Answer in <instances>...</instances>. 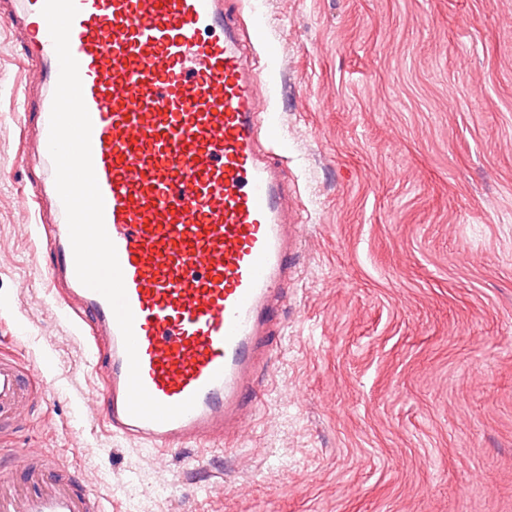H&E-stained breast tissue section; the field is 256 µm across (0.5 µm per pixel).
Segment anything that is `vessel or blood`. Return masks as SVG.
<instances>
[{
    "label": "vessel or blood",
    "instance_id": "b4317fda",
    "mask_svg": "<svg viewBox=\"0 0 512 512\" xmlns=\"http://www.w3.org/2000/svg\"><path fill=\"white\" fill-rule=\"evenodd\" d=\"M44 0H7L0 21L26 32L31 61L57 82ZM70 50L92 121L104 223L123 272L141 380L166 405L196 397L166 422L127 409L129 363L108 301L77 278L67 222L51 241L45 276L86 359L102 375L112 437L151 455L223 446L253 413L271 368L285 290L301 272L288 219L291 186L262 150L265 106L238 20L224 0H75ZM52 97L28 102L41 141ZM94 321L105 346L89 340ZM18 365L0 358V428L30 394ZM0 512H106L69 470L16 450L0 467Z\"/></svg>",
    "mask_w": 512,
    "mask_h": 512
}]
</instances>
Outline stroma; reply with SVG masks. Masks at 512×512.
<instances>
[{"mask_svg": "<svg viewBox=\"0 0 512 512\" xmlns=\"http://www.w3.org/2000/svg\"><path fill=\"white\" fill-rule=\"evenodd\" d=\"M228 7L279 48L252 62L304 243L255 411L223 450L153 458L77 409L99 377L43 276L16 120L45 84L0 22V352L44 373L0 448L108 512H512V0Z\"/></svg>", "mask_w": 512, "mask_h": 512, "instance_id": "1", "label": "stroma"}]
</instances>
